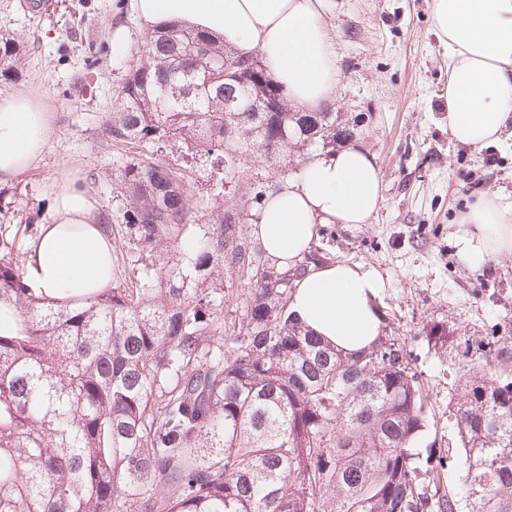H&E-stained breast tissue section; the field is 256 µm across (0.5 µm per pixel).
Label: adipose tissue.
Returning <instances> with one entry per match:
<instances>
[{
    "label": "adipose tissue",
    "instance_id": "adipose-tissue-1",
    "mask_svg": "<svg viewBox=\"0 0 512 512\" xmlns=\"http://www.w3.org/2000/svg\"><path fill=\"white\" fill-rule=\"evenodd\" d=\"M131 9L144 27L177 21L223 38L242 55H259L295 106L316 111L333 99L339 76L323 23L330 0H131ZM432 21L448 50V130L458 143L482 149L512 127V0H433ZM52 134L42 102L0 96V181L31 168ZM382 200L379 169L362 147L315 150L254 210V238L285 270L324 225L368 223ZM461 222L456 244L471 268L512 253V206L481 196ZM24 252L29 287L57 303L112 286L111 243L87 187L73 175L53 180L51 220ZM384 286L360 263H313L295 281L289 309L313 335L358 352L380 333L376 301Z\"/></svg>",
    "mask_w": 512,
    "mask_h": 512
}]
</instances>
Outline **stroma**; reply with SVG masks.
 I'll list each match as a JSON object with an SVG mask.
<instances>
[{
	"instance_id": "1",
	"label": "stroma",
	"mask_w": 512,
	"mask_h": 512,
	"mask_svg": "<svg viewBox=\"0 0 512 512\" xmlns=\"http://www.w3.org/2000/svg\"><path fill=\"white\" fill-rule=\"evenodd\" d=\"M0 0V25L25 40V64L0 70V93L36 94L53 112L55 132L42 158L20 177L0 182L11 221L38 230L49 223L51 183L64 173L87 184L98 217L120 236L123 205L112 191L126 160L108 143L112 100L141 56L146 31L116 0ZM433 0H333L324 24L339 81L329 107L337 130L373 155L383 202L366 224L325 225L307 257L361 263L383 276L376 304L387 332L405 337L430 396L432 416L419 453L455 443L448 405L472 372L491 368L512 380V360L482 355L491 340L512 342V255L479 269L458 255L454 235L478 196L512 201V129L476 151L448 131V53L432 26ZM91 84L80 94L79 84ZM305 151L283 163L246 157L226 181L225 204L251 231L254 195L296 175ZM448 343H429L432 327Z\"/></svg>"
}]
</instances>
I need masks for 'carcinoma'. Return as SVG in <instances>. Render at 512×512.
<instances>
[{
	"instance_id": "1",
	"label": "carcinoma",
	"mask_w": 512,
	"mask_h": 512,
	"mask_svg": "<svg viewBox=\"0 0 512 512\" xmlns=\"http://www.w3.org/2000/svg\"><path fill=\"white\" fill-rule=\"evenodd\" d=\"M25 54L0 29V62ZM242 63L202 30L158 28L113 99L107 137L135 149L116 182L134 285L38 296L13 256L20 225L0 224V306L16 314L0 335V512H512V381H464L457 446L419 466L431 408L406 339L349 353L310 334L288 309L304 265L247 252L224 178L209 207L191 163L154 157L179 140L234 174L257 145L269 159L336 140L330 112L248 111L261 88ZM226 270L244 277L242 310L224 301Z\"/></svg>"
}]
</instances>
